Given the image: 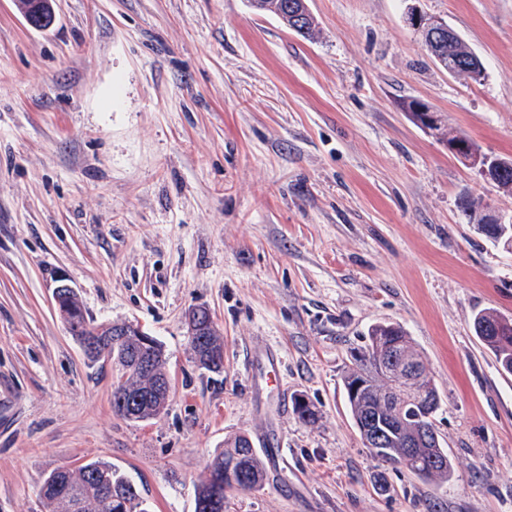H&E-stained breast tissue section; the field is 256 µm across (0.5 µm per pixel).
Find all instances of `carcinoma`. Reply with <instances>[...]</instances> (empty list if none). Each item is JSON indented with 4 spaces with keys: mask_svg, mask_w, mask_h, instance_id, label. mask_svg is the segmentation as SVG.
<instances>
[{
    "mask_svg": "<svg viewBox=\"0 0 512 512\" xmlns=\"http://www.w3.org/2000/svg\"><path fill=\"white\" fill-rule=\"evenodd\" d=\"M290 1L296 8H301L300 0H263L264 11L279 17L297 34L313 37L316 24L312 14L304 10L301 22H295L294 16L288 13ZM431 55L443 68L451 66L457 74L471 75L468 66L473 64L474 52L462 39L443 44ZM461 207L479 234L495 245L512 248V224H496L493 232L487 233L486 211L479 209L467 197L462 199ZM507 320L508 317L498 310L484 308L474 315L473 329L480 344L494 355L499 371L512 374V324H506ZM484 324L500 325L501 333L490 336L480 332L479 328ZM396 349L419 366L423 374L421 379L409 382L394 372L388 375L382 370V362L390 360ZM361 370L372 375V382L368 392L355 400H348L355 421L368 414L389 412L384 395L394 385L403 389L408 407L420 409L438 394L434 378L427 373L421 354L404 328L396 323L377 322L369 327L367 342L354 355L343 385H348ZM250 442L251 438L245 433L224 441V449L212 459L206 476L195 487V512H224L226 492L237 488L257 490L263 486L265 466ZM404 470L425 482L440 484L452 479L455 463L440 442L432 441L417 449V459L406 464ZM39 494L52 507V512H147L136 486L111 463L102 460H91L74 467L68 487L42 480Z\"/></svg>",
    "mask_w": 512,
    "mask_h": 512,
    "instance_id": "carcinoma-1",
    "label": "carcinoma"
}]
</instances>
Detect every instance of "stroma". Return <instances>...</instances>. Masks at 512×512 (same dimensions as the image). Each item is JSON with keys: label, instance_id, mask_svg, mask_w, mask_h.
<instances>
[{"label": "stroma", "instance_id": "35a3bbf8", "mask_svg": "<svg viewBox=\"0 0 512 512\" xmlns=\"http://www.w3.org/2000/svg\"><path fill=\"white\" fill-rule=\"evenodd\" d=\"M307 4L311 39L249 0H53L45 31L0 0V512H50L43 476L78 459L110 462L150 512H194L241 432L285 454L224 512H512V375L472 330L481 309L512 316V250L460 207L512 222V194L406 108L512 158V0ZM411 6L448 23L480 78L433 61ZM61 279L95 322L162 344L158 417L113 410L118 369L71 336ZM195 307L224 337L221 372L192 360ZM379 321L435 379L448 483L377 459L351 418L343 376Z\"/></svg>", "mask_w": 512, "mask_h": 512}]
</instances>
